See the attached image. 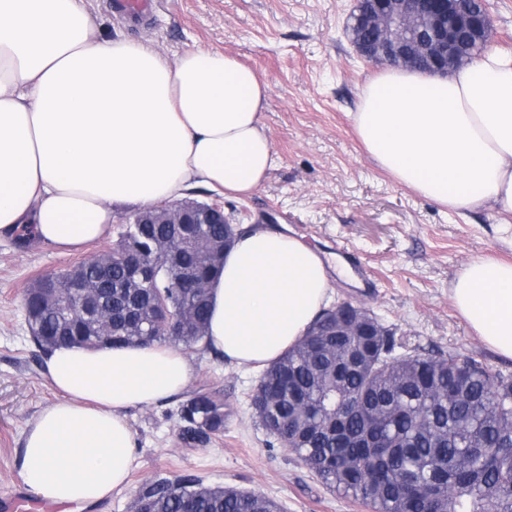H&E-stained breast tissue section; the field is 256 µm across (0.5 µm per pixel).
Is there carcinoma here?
I'll return each mask as SVG.
<instances>
[{
  "mask_svg": "<svg viewBox=\"0 0 512 512\" xmlns=\"http://www.w3.org/2000/svg\"><path fill=\"white\" fill-rule=\"evenodd\" d=\"M231 224H183L152 215L122 225L119 254L108 265L39 276L23 298L35 318L34 344L202 342L208 292L183 282H210L233 242ZM166 251V257L158 252ZM90 288L95 311L78 307ZM185 320L183 336L159 323ZM109 326L99 335L101 324ZM357 412L339 417V405ZM259 426L296 453L328 488L362 500L371 512H512V373L473 355L413 354L375 315L343 302L324 309L305 336L265 368L251 396ZM180 441L205 447L224 433L227 414L216 394L198 390L177 409ZM140 512H281L274 499L224 491L194 474L143 482Z\"/></svg>",
  "mask_w": 512,
  "mask_h": 512,
  "instance_id": "carcinoma-1",
  "label": "carcinoma"
}]
</instances>
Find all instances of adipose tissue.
<instances>
[{
  "instance_id": "1",
  "label": "adipose tissue",
  "mask_w": 512,
  "mask_h": 512,
  "mask_svg": "<svg viewBox=\"0 0 512 512\" xmlns=\"http://www.w3.org/2000/svg\"><path fill=\"white\" fill-rule=\"evenodd\" d=\"M266 82L210 49L175 59L96 36L83 0H0V236L34 225L77 248L123 206L197 186L251 194L276 159L260 124ZM367 153L448 210L492 209L512 229V51H483L448 75L393 68L370 78L353 115ZM208 351L265 366L304 335L331 288L321 252L253 227L208 285ZM467 326L512 358V263L471 259L451 284ZM59 398L24 432L22 476L39 497L90 506L136 465L128 412L179 396L191 361L167 346H62L45 357Z\"/></svg>"
}]
</instances>
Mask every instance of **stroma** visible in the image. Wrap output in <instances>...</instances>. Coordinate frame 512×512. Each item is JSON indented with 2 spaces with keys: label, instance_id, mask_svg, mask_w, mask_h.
<instances>
[{
  "label": "stroma",
  "instance_id": "stroma-1",
  "mask_svg": "<svg viewBox=\"0 0 512 512\" xmlns=\"http://www.w3.org/2000/svg\"><path fill=\"white\" fill-rule=\"evenodd\" d=\"M109 0H84L97 35L154 46L167 59L206 48L237 57L269 86L262 127L277 155L266 181L250 196L220 201L246 224L286 228L331 261L353 250L346 277H335L333 302L347 300L395 330L407 351L476 354L488 366L512 371L471 332L448 288L474 257L512 259V238L488 209L459 215L399 184L366 153L352 121L365 81L383 64L357 57L345 33L354 0H164L156 17L134 23L113 15ZM119 225L80 250L62 253L30 239H0V492L22 483L23 432L57 398L43 372V355L30 340L22 298L34 279L115 246ZM373 283L362 286V273ZM187 393L205 389L224 401L222 436L203 448L177 437L178 399L129 411L137 466L127 489L85 512H129L142 481L191 472L205 484L255 491L283 512H369L361 502L330 491L309 467L252 419L250 397L258 373L203 350Z\"/></svg>",
  "mask_w": 512,
  "mask_h": 512
}]
</instances>
